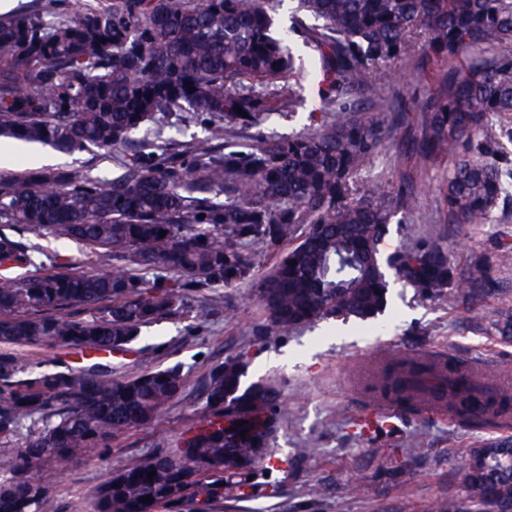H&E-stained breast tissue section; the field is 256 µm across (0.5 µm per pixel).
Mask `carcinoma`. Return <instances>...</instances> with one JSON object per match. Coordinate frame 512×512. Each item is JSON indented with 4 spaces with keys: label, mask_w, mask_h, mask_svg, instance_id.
Returning <instances> with one entry per match:
<instances>
[{
    "label": "carcinoma",
    "mask_w": 512,
    "mask_h": 512,
    "mask_svg": "<svg viewBox=\"0 0 512 512\" xmlns=\"http://www.w3.org/2000/svg\"><path fill=\"white\" fill-rule=\"evenodd\" d=\"M275 7L85 0L76 12L55 0L48 11L0 17V136L72 154L125 147L158 115L208 131L187 142L158 135L112 178L0 170V224L79 241L112 261L99 272L61 263L0 277L1 345L76 350L87 360L59 370L0 352V442L27 431L22 447L0 455V512H60L33 470L70 472L173 406L185 386L180 366L116 377L102 360L130 351L142 327L183 314L196 293L209 291L205 300L218 305L222 288L253 275L251 241L290 243L259 280L263 336L329 316L375 318L387 305V267L425 298L450 293L465 304L489 290L488 280L454 273L431 239L380 260L391 218L413 209L415 187L401 180L384 193L357 173L387 143L414 135L420 161L448 158L439 199L448 223H486L509 194L499 162L476 155L503 135L488 115L512 112V0H296L286 27ZM297 43L312 52L322 111L302 132L268 136L263 123L302 106L277 88L298 69ZM419 54L448 62L435 92L380 88L378 73ZM34 252L0 234V270L34 265ZM245 374L238 357L214 366L203 417L113 470L94 492L95 512H213L263 486L288 407L271 382L243 386ZM429 379L422 365H391L375 386L410 408ZM440 394L461 421L484 422L471 388L450 379ZM465 481L479 505L512 512V442L475 449Z\"/></svg>",
    "instance_id": "obj_1"
}]
</instances>
